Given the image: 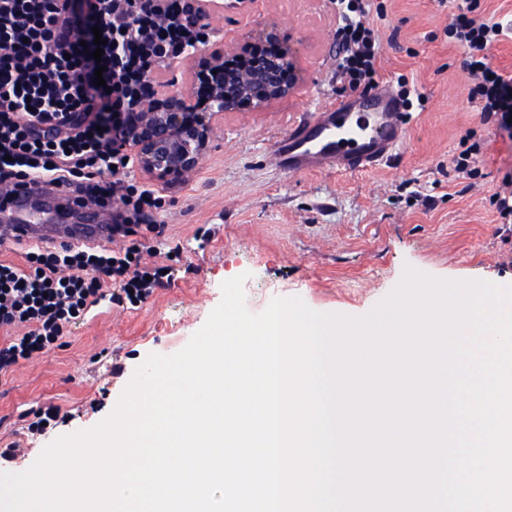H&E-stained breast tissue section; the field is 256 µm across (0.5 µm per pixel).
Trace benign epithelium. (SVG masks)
Listing matches in <instances>:
<instances>
[{
	"mask_svg": "<svg viewBox=\"0 0 512 512\" xmlns=\"http://www.w3.org/2000/svg\"><path fill=\"white\" fill-rule=\"evenodd\" d=\"M165 0H112V11L129 19L145 10L163 15ZM183 23L189 33L163 60L193 62L192 85L172 89L152 73L151 96L144 112L130 113L128 130L115 147L130 153L139 171L164 184L184 179L199 164L214 120L226 112L261 111L292 94L299 82L294 52L276 47L263 57L251 56L254 41L224 50L204 49L197 33L209 27L213 0H185Z\"/></svg>",
	"mask_w": 512,
	"mask_h": 512,
	"instance_id": "1",
	"label": "benign epithelium"
}]
</instances>
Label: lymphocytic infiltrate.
<instances>
[{
    "label": "lymphocytic infiltrate",
    "instance_id": "obj_1",
    "mask_svg": "<svg viewBox=\"0 0 512 512\" xmlns=\"http://www.w3.org/2000/svg\"><path fill=\"white\" fill-rule=\"evenodd\" d=\"M169 23L151 15L122 27L112 16V0H100L102 37H122L129 53L94 59L90 47L73 39L69 0H0V185L24 183L33 174L50 176L54 186L75 188L79 196L103 198L119 212L112 238L119 249L90 244L30 251L25 265L0 260V328H22L0 344V376L20 362L61 347L67 328L84 318L106 295L135 305L150 296L164 277L149 265L135 228L154 221L161 206L155 190L130 183L124 153L114 149L123 123L105 111H130L149 90V76L164 50L181 39L173 20L178 0H168ZM336 38L342 56L337 74L344 88L370 91L379 84L380 44L368 21L372 0H335ZM481 0H462L447 35L462 50L469 80L468 100L483 123L512 129V76L494 65L492 50L512 25L482 18ZM102 70L104 85L94 82ZM119 293H111L112 284Z\"/></svg>",
    "mask_w": 512,
    "mask_h": 512
}]
</instances>
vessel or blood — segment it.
Returning <instances> with one entry per match:
<instances>
[{"label":"vessel or blood","mask_w":512,"mask_h":512,"mask_svg":"<svg viewBox=\"0 0 512 512\" xmlns=\"http://www.w3.org/2000/svg\"><path fill=\"white\" fill-rule=\"evenodd\" d=\"M407 132L399 97L383 85L372 93L329 103L301 119L274 143L270 158L291 173L333 169L358 174L393 159ZM8 236L50 246L105 243L112 238V227L97 219L83 224H46L24 216L11 224Z\"/></svg>","instance_id":"b4317fda"}]
</instances>
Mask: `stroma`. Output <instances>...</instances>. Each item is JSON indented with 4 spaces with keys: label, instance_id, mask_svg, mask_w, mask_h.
I'll return each instance as SVG.
<instances>
[{
    "label": "stroma",
    "instance_id": "1",
    "mask_svg": "<svg viewBox=\"0 0 512 512\" xmlns=\"http://www.w3.org/2000/svg\"><path fill=\"white\" fill-rule=\"evenodd\" d=\"M459 0H383L374 19L382 78L404 77L427 102L408 116L395 161L363 173H289L271 145L316 107L345 99L336 81V9L331 0H253L224 7L211 33L232 47L274 30L296 56L300 82L262 112L216 119L198 166L175 185L158 184L163 235L141 226L144 262L169 278L143 303L111 300L73 325L64 346L0 376V448L19 444L15 471L29 468L58 437L93 428L114 410L136 369L152 354L181 350L222 299L221 285L246 275L253 313L276 298L300 297L314 311L370 312L406 269L454 282L512 289V224L489 199L512 173V133L480 122L468 104L461 50L446 35ZM480 144L478 175L458 179L450 160L460 140ZM434 198L422 205L420 194ZM58 409L45 435L26 431L29 414Z\"/></svg>",
    "mask_w": 512,
    "mask_h": 512
}]
</instances>
